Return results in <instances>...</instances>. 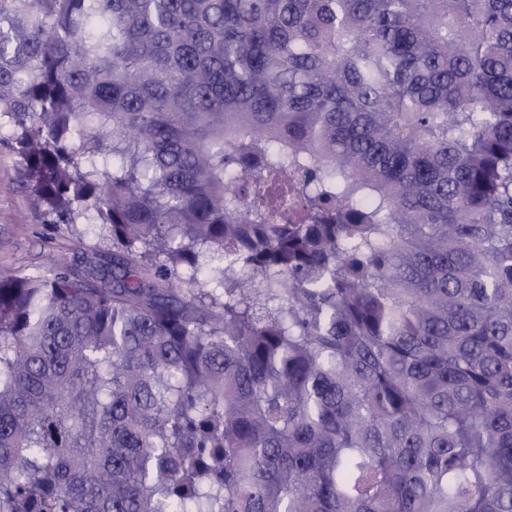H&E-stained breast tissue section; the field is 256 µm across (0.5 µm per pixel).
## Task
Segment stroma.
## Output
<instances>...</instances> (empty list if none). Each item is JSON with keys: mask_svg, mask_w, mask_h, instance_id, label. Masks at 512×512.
<instances>
[{"mask_svg": "<svg viewBox=\"0 0 512 512\" xmlns=\"http://www.w3.org/2000/svg\"><path fill=\"white\" fill-rule=\"evenodd\" d=\"M0 131V270L55 272L60 262L83 268L112 243L99 227L56 224L44 214L19 177V158Z\"/></svg>", "mask_w": 512, "mask_h": 512, "instance_id": "35a3bbf8", "label": "stroma"}]
</instances>
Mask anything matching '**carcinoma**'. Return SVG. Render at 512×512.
Returning <instances> with one entry per match:
<instances>
[{
	"label": "carcinoma",
	"instance_id": "1",
	"mask_svg": "<svg viewBox=\"0 0 512 512\" xmlns=\"http://www.w3.org/2000/svg\"><path fill=\"white\" fill-rule=\"evenodd\" d=\"M5 125L0 512H512V0H0ZM0 131V270L51 274L62 261L81 269L95 253H112L98 226L51 224L19 177V158ZM2 140V142H1Z\"/></svg>",
	"mask_w": 512,
	"mask_h": 512
}]
</instances>
